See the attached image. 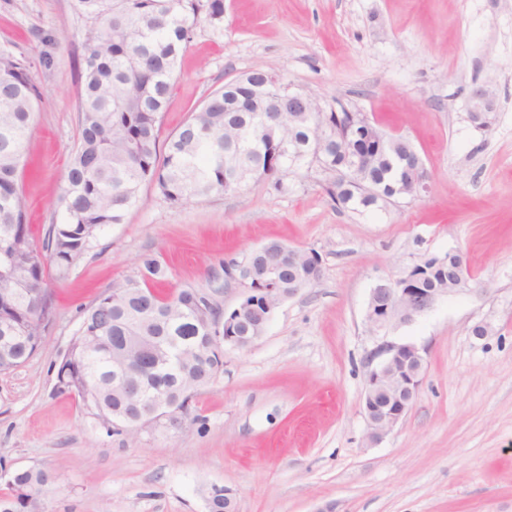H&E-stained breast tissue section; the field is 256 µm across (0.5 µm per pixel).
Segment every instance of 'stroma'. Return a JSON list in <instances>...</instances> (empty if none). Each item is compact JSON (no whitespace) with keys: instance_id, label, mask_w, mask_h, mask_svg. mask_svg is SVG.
<instances>
[{"instance_id":"35a3bbf8","label":"stroma","mask_w":512,"mask_h":512,"mask_svg":"<svg viewBox=\"0 0 512 512\" xmlns=\"http://www.w3.org/2000/svg\"><path fill=\"white\" fill-rule=\"evenodd\" d=\"M83 27L73 0H0V54L25 55L38 90L18 180L37 242L78 142ZM258 68L407 138L428 193L341 209L325 192L335 173L313 159L281 192L262 178L174 205L143 186L66 278L49 275L42 344L0 374V488L20 469L53 472L43 512H207L213 485L237 490L239 512H512V0H224L220 28L197 26L180 59L162 136ZM476 84L496 96L486 130L468 118ZM271 240L315 252L320 279L251 347L225 348L182 428L110 436L57 391L82 310L142 281V256L166 261L162 290H204L227 313L248 285L225 267ZM451 252L469 291L372 333L375 283ZM385 340L417 345L425 368L409 411L371 445L367 357Z\"/></svg>"}]
</instances>
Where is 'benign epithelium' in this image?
<instances>
[{"label":"benign epithelium","instance_id":"7a95c632","mask_svg":"<svg viewBox=\"0 0 512 512\" xmlns=\"http://www.w3.org/2000/svg\"><path fill=\"white\" fill-rule=\"evenodd\" d=\"M248 83L249 108L266 114L265 127L270 135L279 132L283 112H323L325 108L306 92L291 90L284 80L270 75L262 80L247 81L242 75L224 84L229 88ZM468 111L482 116L495 107L493 91L485 86L472 89L467 100ZM404 190L415 197L428 190L426 173L417 154L404 158L401 169ZM261 251L269 255L263 262L249 256L240 271L241 278L250 289L248 297L230 313L224 315V344L244 349L252 346L266 331L274 310L299 292V284H308L320 277V267L307 255L292 248L264 245ZM458 272L439 288H426L413 284L396 287L390 280L379 281L371 289L366 320L376 331H384L397 324H406L428 311L439 296L466 291L469 270L462 256H457ZM303 271V275L288 281L283 279L289 269ZM424 357L413 343L384 342L371 359L363 397V412L369 426L368 440L377 444L403 418L415 401L422 383ZM137 400L138 417L131 424L132 434H139L148 426V419L158 413L166 403L161 394L133 393Z\"/></svg>","mask_w":512,"mask_h":512}]
</instances>
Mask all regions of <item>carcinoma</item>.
<instances>
[{
	"label": "carcinoma",
	"mask_w": 512,
	"mask_h": 512,
	"mask_svg": "<svg viewBox=\"0 0 512 512\" xmlns=\"http://www.w3.org/2000/svg\"><path fill=\"white\" fill-rule=\"evenodd\" d=\"M74 8L85 20L80 140L54 203L58 217L39 246L26 224L27 202L18 184L37 92L23 61L0 55V351H7L0 354L1 373L27 362L51 322L46 266L66 275L103 227L123 223L144 184L173 204L244 187L224 172V137L234 135L224 124L233 121L247 124L240 160L254 168L256 176L275 178L273 186L281 191L284 173H298L314 137L301 113L288 114L285 131L295 139V149L284 157L277 151L278 141L254 133L250 122L255 113L239 110L247 90L239 89L230 105L224 90L218 89L166 139L165 153H160L162 116L180 57L200 22L214 27L221 23L224 0H74ZM338 117L343 123L350 120L345 111L330 113L325 130L329 147L318 158L329 170L349 171L347 180L336 181L328 190L336 204L362 213L405 197L399 190L397 160L412 149L411 143L390 137L369 168L353 169L356 155L376 143L348 131L344 148L337 150ZM142 266L146 281L166 277V265L157 255L143 257ZM417 272L426 276L430 288L448 275V264L430 259L411 270ZM196 293L186 288L161 295L131 281L104 292L85 312L58 367L57 389L83 402L87 387L93 386L102 428L119 435L126 416H135L131 396L113 388L112 360H121L134 383L150 393L167 394L172 411L188 413L197 392L224 370V340L198 322ZM124 336H148L150 342L125 348ZM173 343L191 345L194 357L180 369H150L155 348ZM54 485L49 471H16L7 481L8 492L0 495V512H33ZM206 508L224 512V487L207 490Z\"/></svg>",
	"instance_id": "carcinoma-1"
}]
</instances>
